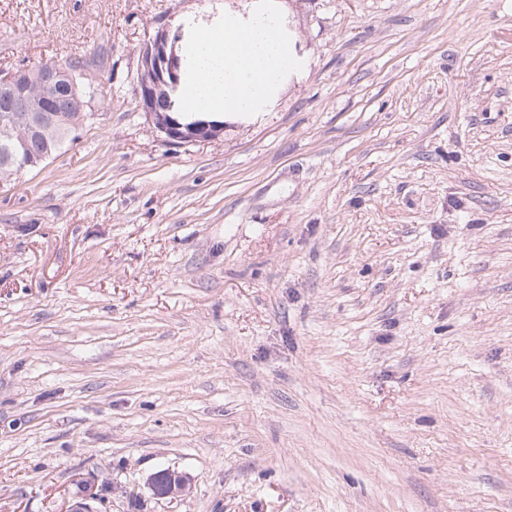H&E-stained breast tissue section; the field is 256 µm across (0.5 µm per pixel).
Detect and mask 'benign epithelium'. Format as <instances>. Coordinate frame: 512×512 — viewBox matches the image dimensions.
<instances>
[{"mask_svg": "<svg viewBox=\"0 0 512 512\" xmlns=\"http://www.w3.org/2000/svg\"><path fill=\"white\" fill-rule=\"evenodd\" d=\"M178 37L158 28L140 46L135 95L164 140L172 145L212 140L224 133V124L197 118L183 120L175 109L174 97L180 83ZM166 106L157 107L158 97ZM89 102L78 86L69 83L67 71L48 65L37 73L25 69L0 74V140L8 146V158L0 161V181L11 178L17 170L37 167L50 158V153L33 148L38 140L47 139L54 128L69 118L82 126L93 119L86 111ZM151 494L158 499H175L190 488L187 475L167 468L152 473L147 482ZM102 501L100 490L85 483L80 493L69 502L65 512H97Z\"/></svg>", "mask_w": 512, "mask_h": 512, "instance_id": "1", "label": "benign epithelium"}]
</instances>
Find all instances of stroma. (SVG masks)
<instances>
[{
    "label": "stroma",
    "instance_id": "35a3bbf8",
    "mask_svg": "<svg viewBox=\"0 0 512 512\" xmlns=\"http://www.w3.org/2000/svg\"><path fill=\"white\" fill-rule=\"evenodd\" d=\"M276 2L303 75L173 146L141 44L252 0H0L103 94L0 184V512H512V0ZM151 494L158 499H175L185 495L190 488V479L182 472L167 468L152 473L147 482ZM102 501L100 490L95 484L85 483L80 493L69 502L65 512H97L95 503Z\"/></svg>",
    "mask_w": 512,
    "mask_h": 512
}]
</instances>
